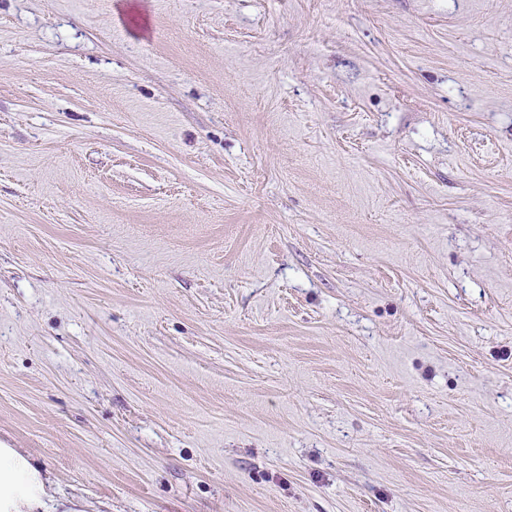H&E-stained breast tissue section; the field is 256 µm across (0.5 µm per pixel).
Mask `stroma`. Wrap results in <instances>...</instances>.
<instances>
[{
	"label": "stroma",
	"mask_w": 512,
	"mask_h": 512,
	"mask_svg": "<svg viewBox=\"0 0 512 512\" xmlns=\"http://www.w3.org/2000/svg\"><path fill=\"white\" fill-rule=\"evenodd\" d=\"M0 442L82 512H512V0H0Z\"/></svg>",
	"instance_id": "35a3bbf8"
}]
</instances>
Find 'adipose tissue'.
<instances>
[{
  "mask_svg": "<svg viewBox=\"0 0 512 512\" xmlns=\"http://www.w3.org/2000/svg\"><path fill=\"white\" fill-rule=\"evenodd\" d=\"M52 481L30 457L0 448V512H47Z\"/></svg>",
  "mask_w": 512,
  "mask_h": 512,
  "instance_id": "obj_1",
  "label": "adipose tissue"
}]
</instances>
